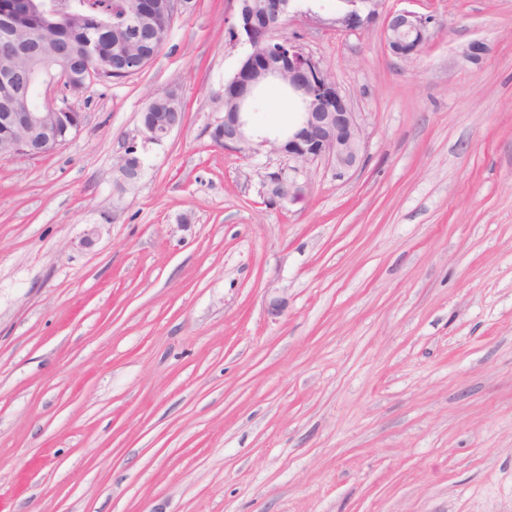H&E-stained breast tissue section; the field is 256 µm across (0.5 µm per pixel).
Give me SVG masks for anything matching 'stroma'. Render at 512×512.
Listing matches in <instances>:
<instances>
[{
  "label": "stroma",
  "instance_id": "1",
  "mask_svg": "<svg viewBox=\"0 0 512 512\" xmlns=\"http://www.w3.org/2000/svg\"><path fill=\"white\" fill-rule=\"evenodd\" d=\"M340 5L289 0L284 33L365 149L295 200L278 156L210 139L249 51L231 0L75 100L64 146L0 158V512H512V0L317 24ZM399 9L432 19L409 60ZM166 93L186 121L126 178ZM430 24V18L414 11H391L383 23L385 45L399 59L416 57L430 39Z\"/></svg>",
  "mask_w": 512,
  "mask_h": 512
}]
</instances>
